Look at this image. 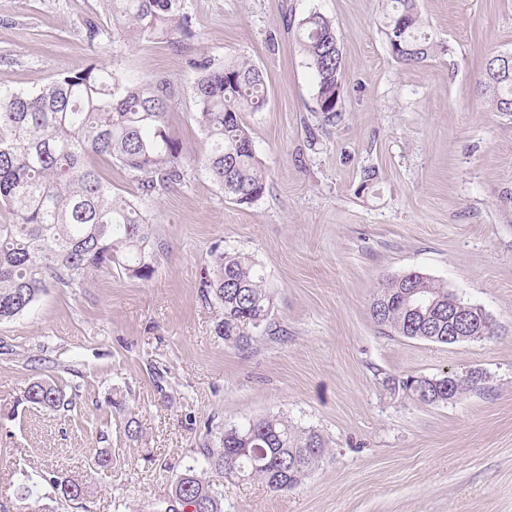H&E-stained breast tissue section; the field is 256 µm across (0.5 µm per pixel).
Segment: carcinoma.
I'll list each match as a JSON object with an SVG mask.
<instances>
[{"label":"carcinoma","mask_w":512,"mask_h":512,"mask_svg":"<svg viewBox=\"0 0 512 512\" xmlns=\"http://www.w3.org/2000/svg\"><path fill=\"white\" fill-rule=\"evenodd\" d=\"M112 36L171 39L181 0H100ZM417 0H390L382 28L392 56L406 66L431 57L435 46L424 33ZM296 41L317 86L316 113L324 125L340 119L343 54L336 30L319 13L302 19ZM192 85L195 121L208 150L198 160L214 183L239 204L260 199L266 175L242 113L266 104L264 75L246 59L213 68L199 66ZM172 82H139L115 68L90 64L62 74L35 92L0 90V208L13 216L0 224V322L27 313L49 288L74 292L119 267L130 277L154 273L151 228L140 200L184 176V157L166 123ZM481 92L498 112H512V70L484 68ZM106 157L137 181L141 199L112 191L89 158ZM202 296L220 305L216 334L239 348L249 346L250 327L269 332L273 292L248 255L216 246L199 281ZM455 294L416 271L384 280L370 313L389 335L446 345L448 307ZM485 380L478 369L456 377L408 376L390 389L432 405L465 397ZM27 404L57 411L71 404L45 381L24 393ZM327 450L324 438L288 419L265 415L224 429L215 448H205L208 469L229 479L258 481L272 492L296 487ZM66 501L84 496L83 483L67 476L50 479ZM170 500L203 512H224L219 485L188 466L177 475Z\"/></svg>","instance_id":"cac0c4a2"}]
</instances>
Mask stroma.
<instances>
[{
    "label": "stroma",
    "instance_id": "1",
    "mask_svg": "<svg viewBox=\"0 0 512 512\" xmlns=\"http://www.w3.org/2000/svg\"><path fill=\"white\" fill-rule=\"evenodd\" d=\"M386 0H182L172 41L89 39L99 0H0V89L34 92L90 63L169 78L181 182L145 204L155 272L115 269L47 289L0 322V512H164L175 476L205 469L224 428L265 415L318 430L328 449L297 488L221 480L224 512H512V113L477 91L490 54L512 53V0H418L433 57L406 67L379 26ZM336 28L340 120L320 126L293 33ZM246 58L266 105L247 112L267 175L250 204L198 165L206 140L191 87L199 64ZM377 177L361 189L363 172ZM250 255L274 294L272 331L224 343L199 292L214 246ZM420 272L482 308L494 332L443 345L380 333L386 278ZM482 370L465 398L425 405L387 378ZM47 379L73 397L46 412L23 395ZM139 426L125 433L126 418ZM111 454L112 472H94ZM85 483L78 502L50 480Z\"/></svg>",
    "mask_w": 512,
    "mask_h": 512
}]
</instances>
